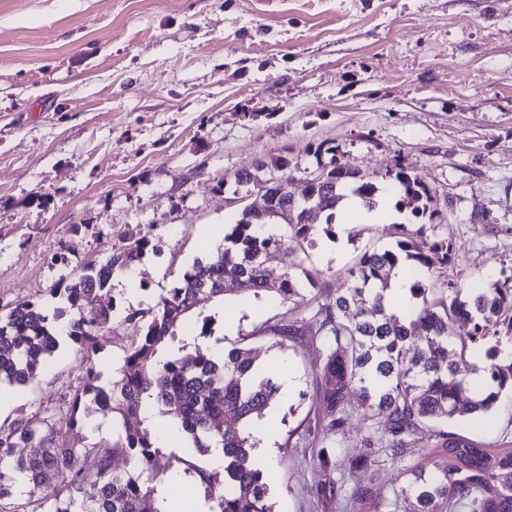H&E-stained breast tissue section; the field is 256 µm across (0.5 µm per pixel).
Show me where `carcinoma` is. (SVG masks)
Instances as JSON below:
<instances>
[{
  "label": "carcinoma",
  "mask_w": 512,
  "mask_h": 512,
  "mask_svg": "<svg viewBox=\"0 0 512 512\" xmlns=\"http://www.w3.org/2000/svg\"><path fill=\"white\" fill-rule=\"evenodd\" d=\"M336 152L326 142L313 151L322 181L309 186L304 206L319 221H303L298 214L296 222L283 225L286 233H266L265 225L279 222L244 204L224 231V247L209 261L193 265L178 286L163 289L149 321L142 322V312L126 316L138 338L111 391L99 385L100 374L90 364L79 385L64 394L67 418L45 410L0 424V512H161L149 482L178 476L182 465L194 470L204 485L211 512H274L270 479L254 448L277 386L249 348L233 344L214 351L186 342L191 325L184 318L229 292L246 300L265 298L287 307L282 320L270 327L274 345L296 341L301 325L289 314L307 305L302 281L313 286L321 276L305 266L301 255L316 246L320 234L330 235L336 210L347 197L358 198L369 211L380 205L381 188L360 171L341 165ZM282 170L290 175L298 166L282 156L258 160L224 180V187L245 198L262 191L268 177ZM387 177L398 197L397 208L428 214L432 190L421 178L402 167ZM399 231L395 247L365 250L349 270L351 287L334 303L317 306L312 315L321 336L315 350L326 431L332 436L340 431L348 397L356 391L372 420L363 446L394 463L409 439L426 434L430 447L444 451L429 470L410 471L406 484L394 491L412 495L416 512H512L511 450L500 452L491 470L487 450L469 438L428 432V424L438 419L481 420L512 390V345L504 348L497 342L484 349V391L478 395L472 394L473 365L464 357L451 358L449 351L450 327L456 320L473 323L477 341L497 334L502 313L512 311V285L476 284L464 297L455 283H438L436 273L456 261L448 241L428 240L420 229L412 233L401 226ZM149 245V240L139 239L99 267L83 269L65 287L53 289L76 308L63 329L52 325L43 307L29 301L0 315V384L34 383L62 335L83 351L97 350L114 309L112 272L140 260ZM269 251L283 254L281 267L265 266L263 256ZM402 263L413 303L401 308L391 302L388 290ZM189 346L193 352L180 355ZM411 347L414 355L408 358ZM148 408L167 423L163 445H179L188 438L199 451L222 448L224 469H200L185 458L164 456L148 432L129 427ZM104 409L120 417L121 438L73 444L58 438L63 429L76 427L80 417ZM21 445L26 452L15 454ZM117 456L128 458L133 470H116ZM331 466V457L321 453L315 464L324 477L318 491L328 498L342 491L327 479ZM49 472L57 476L54 485L45 483ZM22 487L26 500L17 503L15 493Z\"/></svg>",
  "instance_id": "carcinoma-1"
}]
</instances>
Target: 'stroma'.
I'll return each mask as SVG.
<instances>
[{
    "instance_id": "stroma-1",
    "label": "stroma",
    "mask_w": 512,
    "mask_h": 512,
    "mask_svg": "<svg viewBox=\"0 0 512 512\" xmlns=\"http://www.w3.org/2000/svg\"><path fill=\"white\" fill-rule=\"evenodd\" d=\"M323 141L375 183L399 165L432 188L435 215L420 223L458 255L440 280L512 277V0H0V314L21 301L54 310L63 277L150 241L112 275L103 348L61 339L34 384L0 389V424L57 407L86 363L111 387L135 339L126 315L222 245L238 209L225 178L285 155L302 193ZM395 241L392 221L335 225L310 253L321 277L306 297L333 303L360 253ZM203 313L213 322L200 345L243 342L298 382L272 408L273 450H255L275 512H414L392 489L431 458L426 436L396 463L350 469L371 426L355 396L329 476L377 495L317 494L323 443L301 440L319 420L316 321L283 350L269 332L282 307L229 296ZM444 429L497 457L512 448V395L488 424Z\"/></svg>"
}]
</instances>
